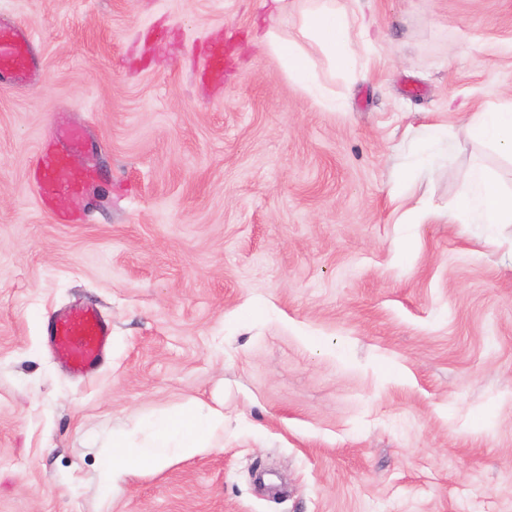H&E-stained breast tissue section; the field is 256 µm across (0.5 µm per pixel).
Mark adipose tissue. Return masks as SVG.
I'll return each mask as SVG.
<instances>
[{
  "label": "adipose tissue",
  "instance_id": "adipose-tissue-1",
  "mask_svg": "<svg viewBox=\"0 0 512 512\" xmlns=\"http://www.w3.org/2000/svg\"><path fill=\"white\" fill-rule=\"evenodd\" d=\"M272 2L277 18L268 24L262 42L292 81L322 107L336 108V97L324 86L308 48L316 46L332 69L354 78L361 76V53L350 37L354 11L338 0H304L296 32L287 36L281 32L277 19L293 9L294 0ZM466 128L472 138L512 159V103L474 113ZM457 219L463 224H512V190L500 187L482 163H474L468 173L467 189L458 202ZM142 427L147 436L140 441L122 432L113 433L96 469L103 500H111L133 475L209 451L216 432L224 428V411L197 402L173 414L147 418Z\"/></svg>",
  "mask_w": 512,
  "mask_h": 512
}]
</instances>
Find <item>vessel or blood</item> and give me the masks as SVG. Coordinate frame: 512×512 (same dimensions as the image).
I'll return each mask as SVG.
<instances>
[{
	"instance_id": "vessel-or-blood-1",
	"label": "vessel or blood",
	"mask_w": 512,
	"mask_h": 512,
	"mask_svg": "<svg viewBox=\"0 0 512 512\" xmlns=\"http://www.w3.org/2000/svg\"><path fill=\"white\" fill-rule=\"evenodd\" d=\"M33 61L29 37L7 38L0 35V67L25 69ZM42 170L39 190L44 194L65 196L78 186L69 160L60 152L39 157ZM111 328L98 309L82 307L60 315L52 327V346L59 357L77 374L92 373L106 351Z\"/></svg>"
}]
</instances>
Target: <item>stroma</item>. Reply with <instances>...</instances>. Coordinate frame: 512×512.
<instances>
[{
	"label": "stroma",
	"instance_id": "stroma-1",
	"mask_svg": "<svg viewBox=\"0 0 512 512\" xmlns=\"http://www.w3.org/2000/svg\"><path fill=\"white\" fill-rule=\"evenodd\" d=\"M362 5L363 76L314 58L333 112L263 0H0L38 65L0 72V512H512V224L451 218L474 160L512 183L465 131L512 101V0ZM63 123L94 180L61 210L36 159ZM85 306L112 344L78 377L47 339ZM217 399L214 449L101 508L88 434Z\"/></svg>",
	"mask_w": 512,
	"mask_h": 512
}]
</instances>
